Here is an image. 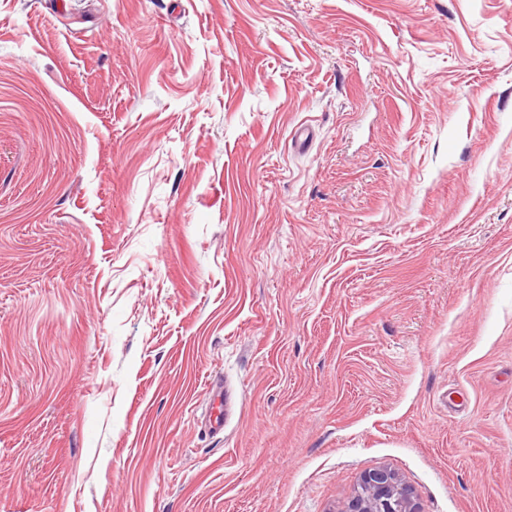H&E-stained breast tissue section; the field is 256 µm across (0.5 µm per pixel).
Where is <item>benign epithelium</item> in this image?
Masks as SVG:
<instances>
[{"label":"benign epithelium","instance_id":"benign-epithelium-1","mask_svg":"<svg viewBox=\"0 0 512 512\" xmlns=\"http://www.w3.org/2000/svg\"><path fill=\"white\" fill-rule=\"evenodd\" d=\"M349 512H419L409 490L387 469L365 474L361 491L351 500Z\"/></svg>","mask_w":512,"mask_h":512}]
</instances>
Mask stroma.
<instances>
[{
	"label": "stroma",
	"mask_w": 512,
	"mask_h": 512,
	"mask_svg": "<svg viewBox=\"0 0 512 512\" xmlns=\"http://www.w3.org/2000/svg\"><path fill=\"white\" fill-rule=\"evenodd\" d=\"M381 467L512 512V0H0V512ZM207 407L205 414V427L208 432L215 435L224 433V424L230 417L227 390H224V380L215 376L206 386Z\"/></svg>",
	"instance_id": "1"
}]
</instances>
